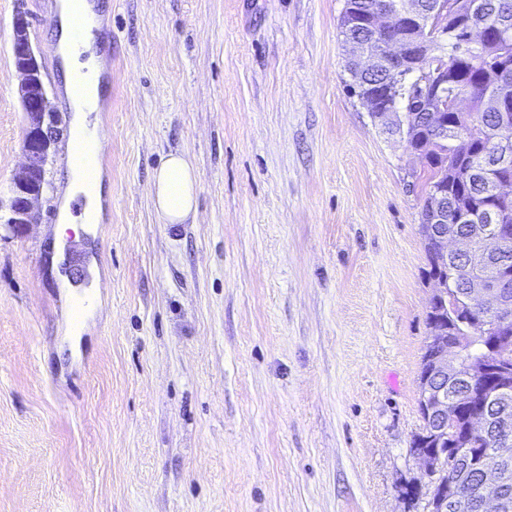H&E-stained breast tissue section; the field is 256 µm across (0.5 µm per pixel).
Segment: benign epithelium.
Listing matches in <instances>:
<instances>
[{"label":"benign epithelium","mask_w":512,"mask_h":512,"mask_svg":"<svg viewBox=\"0 0 512 512\" xmlns=\"http://www.w3.org/2000/svg\"><path fill=\"white\" fill-rule=\"evenodd\" d=\"M401 20L412 26L421 25L429 39L439 41L447 34L448 3L443 0L423 13L416 0H397L392 7L368 14L364 20H353L351 26L363 25L372 32L370 45L378 47V50H356L352 75L356 85L363 89L360 101L372 118L381 123L385 132L399 135L414 157L423 159L427 154L426 147L432 145V141L416 140L405 131L404 92H423V112L429 125L442 138L448 137V113L462 114L467 101L457 92L448 90L445 52L435 55L426 42L410 45L390 37ZM12 28L14 66L21 76L20 95L26 119V162L14 178L16 204L10 206L6 223L25 228L36 223L35 204L42 189L36 185L34 177L45 165L51 148V141L43 132L44 115L50 111V101L43 82L41 62L29 38L28 13L17 10ZM380 68L387 71L389 78L372 80L371 75ZM494 149L499 157L494 166L495 195L498 201L507 204L512 201V141L498 137L494 141ZM447 213L448 197L442 190H434L431 223L420 225L436 272L430 310L435 312L442 308L451 311L463 307L473 314V318L461 321L463 329L448 339L442 336L440 329L428 339L431 349L419 382V400L426 418L425 433L435 435L448 433L453 424L452 415L448 413V376L464 372L476 379L491 370V359L512 357V260L508 258V247L512 244V214L494 206L486 208L482 216L490 224V231L477 243L471 237L449 229L445 222ZM490 252L497 255L498 267L489 276L481 269L486 267ZM459 280L466 282L467 290L459 295L451 293V285ZM475 328L487 341L486 352L482 356L469 357V331ZM497 380L498 386L488 393L490 399L505 398L512 391L511 370L500 369ZM483 432L484 418L472 417L466 437L459 441V448L453 456L468 459L470 470L475 472L481 484L491 486L492 494L488 500L475 501L468 507L474 512H495L497 508H507L506 485L496 483L493 469L485 459H473L467 452L468 437ZM494 442L500 448L512 446V415L506 409L500 414ZM414 454L421 462L422 476L428 478L427 512H451L462 502L461 484L451 477L446 484L436 480V476L446 469L448 451L417 448Z\"/></svg>","instance_id":"1"}]
</instances>
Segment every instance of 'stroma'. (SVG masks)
<instances>
[{"mask_svg":"<svg viewBox=\"0 0 512 512\" xmlns=\"http://www.w3.org/2000/svg\"><path fill=\"white\" fill-rule=\"evenodd\" d=\"M17 6L0 0V512H426L406 495L422 164L348 89L344 0H102L87 259L55 240L73 113L50 0L21 6L59 135L37 224L1 221L24 163ZM173 152L198 175L182 224L149 193Z\"/></svg>","mask_w":512,"mask_h":512,"instance_id":"stroma-1","label":"stroma"}]
</instances>
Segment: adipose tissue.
<instances>
[{
  "mask_svg": "<svg viewBox=\"0 0 512 512\" xmlns=\"http://www.w3.org/2000/svg\"><path fill=\"white\" fill-rule=\"evenodd\" d=\"M72 33L71 0H60L54 36L61 55L64 82L83 75L98 82L102 56L94 39L74 43ZM197 173L188 159L180 154L170 155L154 172L150 194L156 213L162 223L181 224L195 207Z\"/></svg>",
  "mask_w": 512,
  "mask_h": 512,
  "instance_id": "ef3b65f1",
  "label": "adipose tissue"
}]
</instances>
